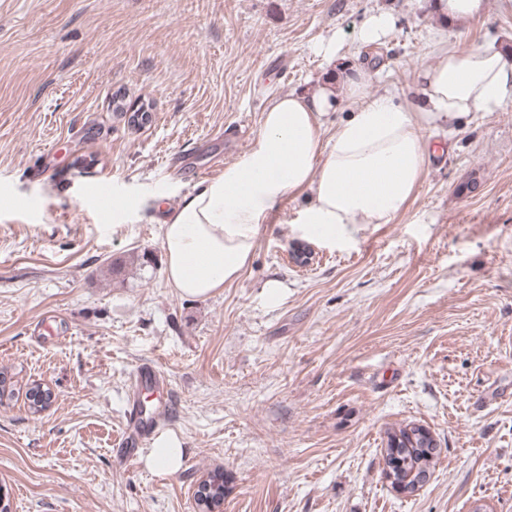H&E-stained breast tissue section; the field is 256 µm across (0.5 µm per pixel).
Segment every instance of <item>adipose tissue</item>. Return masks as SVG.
Wrapping results in <instances>:
<instances>
[{"label":"adipose tissue","instance_id":"1","mask_svg":"<svg viewBox=\"0 0 512 512\" xmlns=\"http://www.w3.org/2000/svg\"><path fill=\"white\" fill-rule=\"evenodd\" d=\"M368 75L275 98L244 157L198 185L168 210L162 247L170 287L205 299L238 277L264 224L288 197L310 193L300 221L328 243L352 240L366 224L403 214L427 171V131L512 103V60L494 45L442 51L417 75L423 105L395 104L366 91ZM351 117L325 135L323 117L338 100Z\"/></svg>","mask_w":512,"mask_h":512}]
</instances>
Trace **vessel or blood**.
Instances as JSON below:
<instances>
[{
    "label": "vessel or blood",
    "instance_id": "obj_1",
    "mask_svg": "<svg viewBox=\"0 0 512 512\" xmlns=\"http://www.w3.org/2000/svg\"><path fill=\"white\" fill-rule=\"evenodd\" d=\"M156 394L154 410H145L141 396ZM171 411L170 382L154 363L144 362L135 369L127 394L126 426L118 440V451L125 459H135L141 448L147 447L158 434L165 417Z\"/></svg>",
    "mask_w": 512,
    "mask_h": 512
}]
</instances>
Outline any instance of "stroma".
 Wrapping results in <instances>:
<instances>
[{
    "instance_id": "stroma-1",
    "label": "stroma",
    "mask_w": 512,
    "mask_h": 512,
    "mask_svg": "<svg viewBox=\"0 0 512 512\" xmlns=\"http://www.w3.org/2000/svg\"><path fill=\"white\" fill-rule=\"evenodd\" d=\"M381 12L390 32L363 42ZM488 41L512 57V0L468 24L435 0H0L10 512H197L216 468L222 512H512V104L429 131L406 212L354 240L310 235L307 195L287 198L210 298L168 285L158 224L200 182L182 162L231 130L213 171L242 159L275 97L361 67L370 93L417 107L419 70ZM103 183L136 209L101 220ZM146 361L173 389V473L116 452ZM39 383L55 398L36 416ZM410 422L440 455L406 497L381 450Z\"/></svg>"
}]
</instances>
